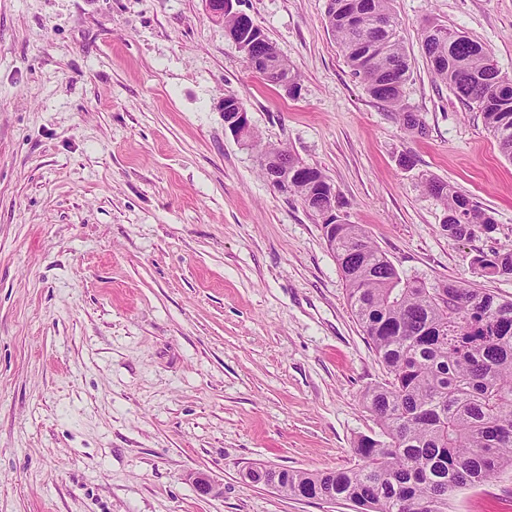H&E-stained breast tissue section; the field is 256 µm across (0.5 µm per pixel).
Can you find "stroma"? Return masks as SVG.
<instances>
[{
  "label": "stroma",
  "mask_w": 512,
  "mask_h": 512,
  "mask_svg": "<svg viewBox=\"0 0 512 512\" xmlns=\"http://www.w3.org/2000/svg\"><path fill=\"white\" fill-rule=\"evenodd\" d=\"M425 136L374 100L327 0H240L299 79L267 84L205 0H0V512H354L245 479L352 467L387 377L318 218L224 124L335 186L400 274L512 299L479 252L512 246V162L436 80L430 20L512 77V0H392ZM434 177L494 232L449 239ZM193 471L222 492L199 493ZM448 512H512V470ZM233 97V98H229ZM226 99V106H225V112L226 115H228L226 122L224 120L225 125L228 127L230 132L238 139L243 141L246 144H250L249 142V135L252 133L253 128L251 126V123L248 119V112L245 109L241 107L239 112H237L238 105L237 101L234 99L236 97L232 95L225 96ZM224 98V100H225ZM237 99V98H236ZM238 100V99H237ZM239 101V100H238ZM231 113V114H228Z\"/></svg>",
  "instance_id": "1"
}]
</instances>
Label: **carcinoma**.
<instances>
[{
  "mask_svg": "<svg viewBox=\"0 0 512 512\" xmlns=\"http://www.w3.org/2000/svg\"><path fill=\"white\" fill-rule=\"evenodd\" d=\"M330 30L367 92L399 112L403 125L423 132L419 116L403 103L411 67L401 37L377 28L393 19L390 0H329ZM224 28L240 40L253 36L248 19L227 10ZM431 37L422 31L430 72L456 97L482 112L502 154L512 160V79L481 84L493 72L489 50L469 37L454 39L452 27ZM266 80L298 92L299 83L268 36L254 42ZM262 159L288 157V191L318 213L328 204L330 184L322 171L304 166L290 152L261 148ZM425 190L448 215V238L494 230L486 210L447 182L429 178ZM345 280L354 316L387 369L388 380L364 397L380 432L361 437L358 463L330 472L282 470L279 489L291 496L343 502L356 512H448L459 488L482 485L512 470V299L466 284L429 286L405 280L359 224L336 223L331 247ZM472 264L492 276H512V248L481 252Z\"/></svg>",
  "mask_w": 512,
  "mask_h": 512,
  "instance_id": "carcinoma-1",
  "label": "carcinoma"
}]
</instances>
